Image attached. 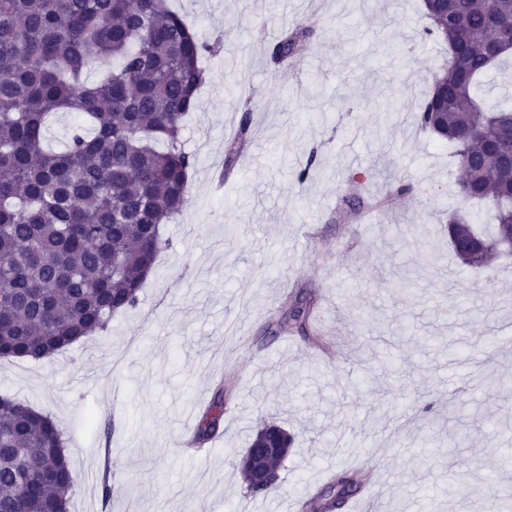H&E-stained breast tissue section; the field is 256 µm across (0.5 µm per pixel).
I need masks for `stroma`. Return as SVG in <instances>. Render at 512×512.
Here are the masks:
<instances>
[{"mask_svg":"<svg viewBox=\"0 0 512 512\" xmlns=\"http://www.w3.org/2000/svg\"><path fill=\"white\" fill-rule=\"evenodd\" d=\"M198 37L199 106L187 145L202 144L188 202L136 308L50 362L0 360V395L27 401L62 429L75 488L69 512H302L336 473L370 476L373 512H484L442 496L444 449L418 464L414 437L430 420L466 425L469 480L512 485V392L475 372L512 378V255L487 270L455 262L438 227L453 209L493 233L489 204L454 195L450 146L416 127L443 44L426 38L421 0H171ZM317 11L304 64L269 48ZM401 108L385 109L388 99ZM252 138L221 175L226 129L243 110ZM318 175L298 184L309 151ZM382 192L413 187L395 208L340 213L348 178ZM320 299L336 343L326 361L300 335L269 338L267 317L292 286ZM372 392L358 390L375 360ZM234 382L224 430L201 459L176 442L196 425L220 379ZM293 433L269 497L245 494L239 462L261 421Z\"/></svg>","mask_w":512,"mask_h":512,"instance_id":"obj_1","label":"stroma"}]
</instances>
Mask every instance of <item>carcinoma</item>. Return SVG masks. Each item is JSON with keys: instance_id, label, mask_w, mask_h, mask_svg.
Instances as JSON below:
<instances>
[{"instance_id": "obj_1", "label": "carcinoma", "mask_w": 512, "mask_h": 512, "mask_svg": "<svg viewBox=\"0 0 512 512\" xmlns=\"http://www.w3.org/2000/svg\"><path fill=\"white\" fill-rule=\"evenodd\" d=\"M425 34L448 46L434 73L417 126L453 148L460 171L457 193L488 201L495 233L487 236L461 210L442 231L463 266L483 269L512 239V169L496 158L501 129L512 126V108H485L482 78L509 64L508 53L486 57L500 39L497 17L512 23V0H457L446 17L424 3ZM319 18L283 34L272 46L277 63L296 65ZM210 46L200 41L167 0H0V359H39L104 332L116 313L135 308L141 288L170 247L161 226L187 202L195 156L184 148L188 113L198 107L201 63ZM101 72L90 82L84 74ZM53 112H78L92 131H74L60 153L43 145ZM251 133L243 113L224 151V173L236 165ZM318 172L316 151L295 172L299 184ZM402 179L381 195L352 184L344 203L359 218L410 194ZM316 296L292 290L270 321L277 336L296 330L325 356L332 347L312 331ZM226 383L219 382L187 441L203 448L224 427ZM466 435L419 437L448 447V458ZM294 437L277 424L252 436L242 460L246 495L265 498ZM272 457L261 456L269 446ZM262 461L271 483H257L249 460ZM75 479L63 431L28 402L0 395V512L68 509ZM367 480L341 473L315 495L327 509L362 494ZM487 512H512V490L474 489Z\"/></svg>"}]
</instances>
